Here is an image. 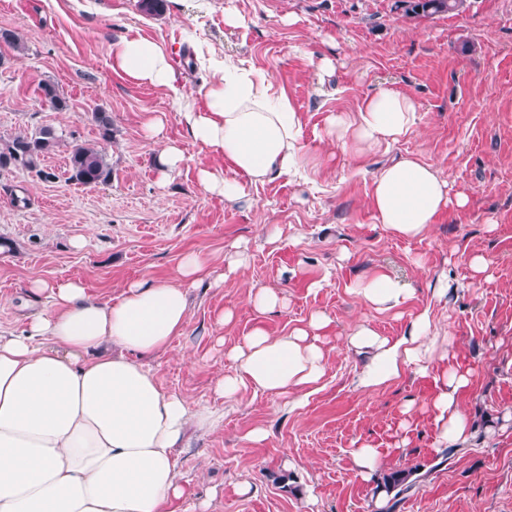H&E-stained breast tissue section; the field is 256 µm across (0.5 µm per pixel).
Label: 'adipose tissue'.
<instances>
[{"mask_svg":"<svg viewBox=\"0 0 512 512\" xmlns=\"http://www.w3.org/2000/svg\"><path fill=\"white\" fill-rule=\"evenodd\" d=\"M116 68L140 84L176 90L170 52L150 41L125 39L112 49ZM204 108L187 102L182 116L191 138L219 155L223 167L205 170V191L239 204L248 188L272 175H302L315 159L301 145V124L286 94L261 74L232 64L216 66ZM414 98L383 86L353 111L329 118L345 153L360 156L399 142L415 126ZM451 186L432 164L405 158L373 177L375 223L406 237L424 234L449 202ZM201 254H189L174 281L131 282L116 300L94 299L69 282L53 289L49 309L25 321L20 333H0V512H167L184 495L175 450L188 423L209 428L213 415L191 409L163 391L140 359L166 349L188 314L183 281L197 279ZM378 309L399 306L410 293L377 271L355 290ZM326 316L279 337L254 330L230 349L233 374L216 390L225 401L242 391L287 395L319 382L325 371L317 343ZM428 315L407 335H379L360 321L348 350L365 358L357 390L368 392L404 371L427 373L438 346ZM467 373L449 369L434 399L438 439L467 443L473 429L459 402Z\"/></svg>","mask_w":512,"mask_h":512,"instance_id":"ef3b65f1","label":"adipose tissue"}]
</instances>
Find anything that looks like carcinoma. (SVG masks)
<instances>
[{
  "label": "carcinoma",
  "mask_w": 512,
  "mask_h": 512,
  "mask_svg": "<svg viewBox=\"0 0 512 512\" xmlns=\"http://www.w3.org/2000/svg\"><path fill=\"white\" fill-rule=\"evenodd\" d=\"M397 7L407 15L432 16L437 14H462L470 7L469 0H396ZM40 95L51 108L63 111L68 108L66 97L58 85L44 82L39 85ZM93 120L99 128L102 140L112 139V116L98 110L92 113ZM62 139L48 126L31 131L20 132L0 144V172L13 168H23L38 177L48 179L51 174L44 170L43 161L47 154L61 145ZM70 179L80 185L95 187L112 181V163L105 148L97 143L73 140L68 156ZM413 471L396 470L384 478L380 488L391 495L398 494L412 486Z\"/></svg>",
  "instance_id": "cac0c4a2"
}]
</instances>
